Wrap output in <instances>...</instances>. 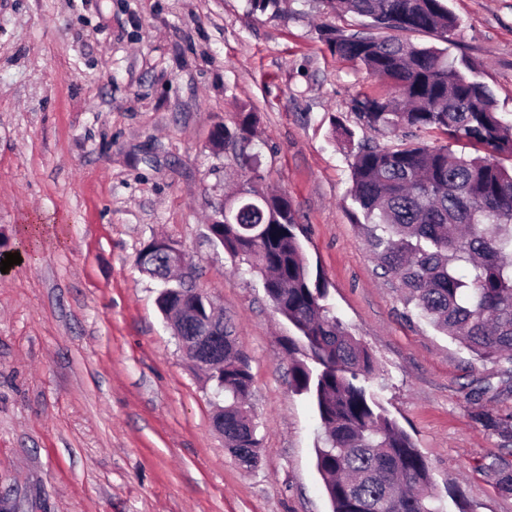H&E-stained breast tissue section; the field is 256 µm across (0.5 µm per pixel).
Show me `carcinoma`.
I'll return each mask as SVG.
<instances>
[{"mask_svg": "<svg viewBox=\"0 0 512 512\" xmlns=\"http://www.w3.org/2000/svg\"><path fill=\"white\" fill-rule=\"evenodd\" d=\"M326 13L369 19L365 32L329 38L336 58L384 81V95H358L360 128L401 136V144L357 143L350 195L355 224L378 265L396 280L405 301L436 329L481 360L512 365V124L497 112L493 92L470 57L409 42L403 32L438 33L460 27L445 0H322ZM254 117L245 114L224 140L247 148ZM433 133L440 143L418 141ZM476 155H456L454 145ZM229 218L211 224L224 248L259 274L275 311L297 336L308 361L292 366V385L315 405L324 431L316 448L332 512H444L432 491L431 470L411 436L388 414L371 385L375 364L327 303L321 273L303 252L288 198L248 180L224 203ZM157 298L165 315L180 299L200 315L207 302L182 282L163 280ZM224 367L208 374L224 400V443L248 466L259 461V440L247 404L252 377L235 336L224 327Z\"/></svg>", "mask_w": 512, "mask_h": 512, "instance_id": "obj_1", "label": "carcinoma"}]
</instances>
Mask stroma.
Segmentation results:
<instances>
[{
    "mask_svg": "<svg viewBox=\"0 0 512 512\" xmlns=\"http://www.w3.org/2000/svg\"><path fill=\"white\" fill-rule=\"evenodd\" d=\"M447 46L481 66L512 122V0H447ZM321 0H0V497L15 512H331L321 428L291 386L288 338L261 277L209 224L244 179L216 125L258 116L265 184L287 195L335 315L374 357L390 416L428 461L445 512H512V377L438 332L383 278L352 222L357 95L387 87L336 59L328 29L361 28ZM184 250L196 285L236 326L261 442L240 464L212 427L210 385L157 305L139 252Z\"/></svg>",
    "mask_w": 512,
    "mask_h": 512,
    "instance_id": "stroma-1",
    "label": "stroma"
}]
</instances>
